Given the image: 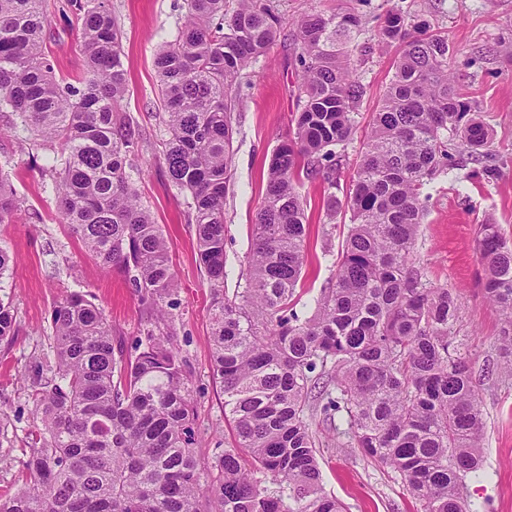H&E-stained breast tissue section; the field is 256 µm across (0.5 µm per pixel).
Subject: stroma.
Segmentation results:
<instances>
[{"label": "stroma", "instance_id": "obj_1", "mask_svg": "<svg viewBox=\"0 0 512 512\" xmlns=\"http://www.w3.org/2000/svg\"><path fill=\"white\" fill-rule=\"evenodd\" d=\"M182 2L104 0L123 32L128 80L123 111L139 123L143 134L138 152L126 160V173L163 231L178 285L171 317L159 329L174 334L185 361L196 398L195 429L201 440L197 456L208 463L234 439L224 422V393L213 376L208 318L212 295L198 260L191 199L170 183L162 160L167 127L154 64L163 42L178 32ZM269 3L286 33L306 14L352 5L350 0ZM395 6L447 35L450 67L459 85L472 93L480 119L494 132L496 176L485 175L480 165L464 163L427 186L426 215L415 253L427 282L460 297L454 334L477 380L485 423L481 475L468 478L466 494L478 512H512V370L504 367L512 352L502 348L501 316L484 297L476 244L477 229L486 222L499 225L512 239V63L500 51L501 43L512 41V0H361L357 7L365 25L357 42L369 49L360 68L365 93L350 141L336 150L342 160L336 190L340 198L355 173L370 114L392 77L397 49L379 45L376 33L387 10ZM43 10L54 73L57 79L77 83L85 70L79 48L81 22L68 0H43ZM296 86L292 51L281 39L237 81L233 187L224 201V286L230 292L245 281L269 159L292 128ZM51 155L39 141L22 148L13 136L0 134V176L9 179L24 207L42 216L32 222L19 215L0 224V246L16 259L9 277L0 282V299L9 301L18 325L13 340L0 344V412L7 418L0 428V492L18 487L21 450L28 447L37 425L30 384L46 367L55 303L72 291L86 294L111 323L115 343L128 353L146 327L145 309L133 289L119 273L103 269L60 224L48 179L39 170ZM299 190L307 201L309 220L303 278L295 293L304 305L331 277L350 213L342 207L336 216L327 215L321 176H301ZM310 428L323 486L347 512H422L398 473L365 457L360 449L340 445L333 423L323 414L314 413Z\"/></svg>", "mask_w": 512, "mask_h": 512}]
</instances>
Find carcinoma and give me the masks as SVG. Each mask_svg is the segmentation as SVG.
Returning a JSON list of instances; mask_svg holds the SVG:
<instances>
[{"instance_id":"1","label":"carcinoma","mask_w":512,"mask_h":512,"mask_svg":"<svg viewBox=\"0 0 512 512\" xmlns=\"http://www.w3.org/2000/svg\"><path fill=\"white\" fill-rule=\"evenodd\" d=\"M82 19L86 70L61 85L45 57L42 0H0V128L56 149L51 187L61 223L122 274L156 321L174 277L162 229L124 167L142 142L119 116L127 94L122 30L95 0H69ZM177 35L155 65L167 119L163 160L191 195L199 262L213 293V374L235 445L207 468L195 453V406L174 335L143 331L135 354L81 292L51 316L54 364L33 380L41 427L23 450V487L0 512H344L322 484L310 413L339 420L336 438L398 473L423 512H473L463 494L483 464L477 384L454 341L458 298L423 282L414 247L425 186L490 156L492 132L449 71L448 37L389 10L379 40L398 47L394 72L345 198L351 214L334 273L310 315L293 298L308 237L298 171L332 189L333 147L352 136L364 86L355 64V8L311 13L291 35L299 69L293 136L272 153L254 224L246 285L224 288V199L233 178L232 112L240 71L281 36L266 0H184ZM21 211L0 176V223ZM486 298L512 349V244L480 225ZM0 299V343L15 336Z\"/></svg>"}]
</instances>
